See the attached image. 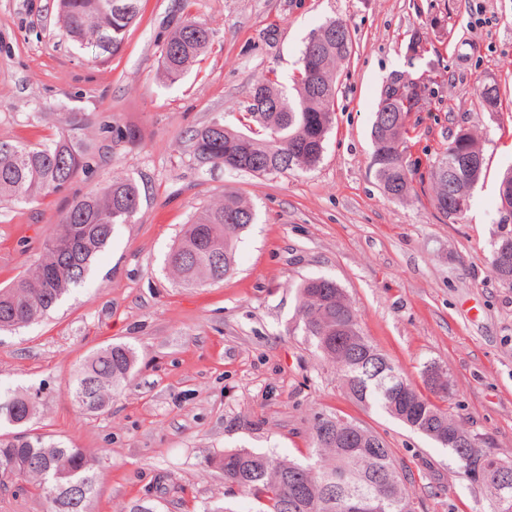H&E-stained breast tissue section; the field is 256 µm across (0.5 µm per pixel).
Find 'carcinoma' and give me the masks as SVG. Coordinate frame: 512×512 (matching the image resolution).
Returning <instances> with one entry per match:
<instances>
[{"instance_id":"cac0c4a2","label":"carcinoma","mask_w":512,"mask_h":512,"mask_svg":"<svg viewBox=\"0 0 512 512\" xmlns=\"http://www.w3.org/2000/svg\"><path fill=\"white\" fill-rule=\"evenodd\" d=\"M139 19L140 0H59V29L74 46L95 50V63L117 52ZM213 40L207 22L182 21L162 45V77L171 84L181 80ZM352 48L343 22L330 18L318 26L301 51L291 91L267 76L238 113V125L215 119L193 135L199 164L268 178L316 168L336 119V68L349 59ZM435 84L431 78L386 80L371 126V167L389 199H404L429 183L436 210L455 224L467 212L459 203L470 205L483 172V154L472 133H455L448 147L431 159L425 175H417L407 162V117L435 96ZM477 107L481 112L499 110L497 84L479 86ZM92 158L90 145L76 133L36 144L0 141V197L25 204L42 200L64 190L78 172L90 167ZM499 198L500 206L512 208V168L502 177ZM140 207L138 185L128 177L115 178L72 201L53 225L31 272L0 289V329L21 328L47 316L85 282L115 227L135 223ZM255 221L247 201L224 193L220 202L205 207L186 225L167 255L168 270L187 288L224 280L234 270L242 233ZM506 253L512 255L509 233L493 244L491 270L512 286V264L500 265ZM296 292L298 328L320 356L336 365L347 392L363 406L380 409L449 449L461 474H467L470 464H480L489 474V512H501L500 499H512V458L491 451L486 439L424 396L362 334L356 309L335 281L307 279ZM135 363L132 348L108 345L73 375L68 393L80 408L101 411L130 382ZM36 408V397L29 393L0 394V428H5L0 431V459L7 457L17 466L15 492L43 494L49 512H89L97 486L94 457L23 429ZM310 445L302 461L241 448L224 453L216 464L224 483L249 498L255 512H349L350 500L357 497L379 512H415L406 492L409 470L398 466L384 440L366 427L321 413L314 418Z\"/></svg>"}]
</instances>
